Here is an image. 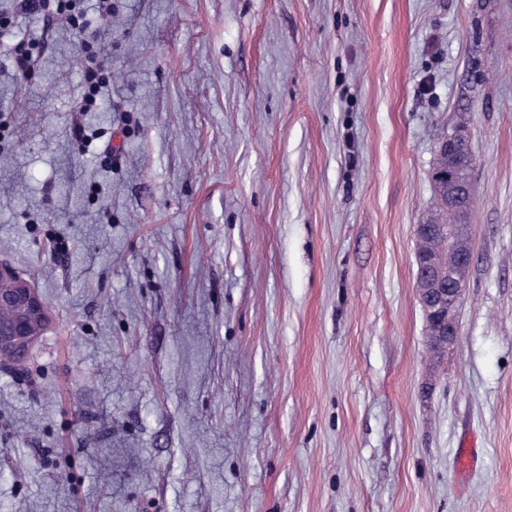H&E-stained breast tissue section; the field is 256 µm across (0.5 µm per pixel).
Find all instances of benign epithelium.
I'll list each match as a JSON object with an SVG mask.
<instances>
[{
    "label": "benign epithelium",
    "instance_id": "benign-epithelium-1",
    "mask_svg": "<svg viewBox=\"0 0 512 512\" xmlns=\"http://www.w3.org/2000/svg\"><path fill=\"white\" fill-rule=\"evenodd\" d=\"M439 160H448V171H436V178L447 182L448 209L459 223L448 225L454 246L443 268L432 259H415L416 288L426 318L428 335L435 337V348L446 350L460 337L459 308L473 261L468 224L474 200L468 195L462 161L475 162L467 134L455 130L438 143ZM48 308L30 283L12 267L0 263V355L11 358L15 370H22L25 355L49 324Z\"/></svg>",
    "mask_w": 512,
    "mask_h": 512
}]
</instances>
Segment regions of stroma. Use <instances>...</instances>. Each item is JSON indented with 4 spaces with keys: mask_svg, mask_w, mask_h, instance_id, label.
<instances>
[{
    "mask_svg": "<svg viewBox=\"0 0 512 512\" xmlns=\"http://www.w3.org/2000/svg\"><path fill=\"white\" fill-rule=\"evenodd\" d=\"M96 6L81 112L80 38L0 0V262L50 312L0 368V512H512V0ZM456 129L474 259L436 363L414 229ZM37 47L36 42L24 39L13 46L10 56L11 62L19 74H28L34 69L37 60L35 55ZM84 92L78 109L90 112L97 106L98 97L107 84L109 63L107 58L94 52L85 55L81 63Z\"/></svg>",
    "mask_w": 512,
    "mask_h": 512,
    "instance_id": "1",
    "label": "stroma"
}]
</instances>
